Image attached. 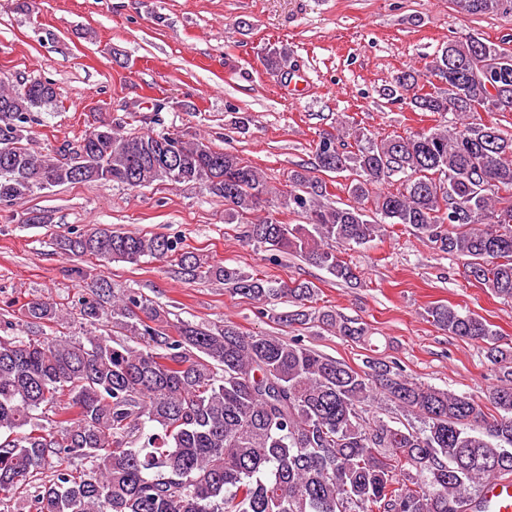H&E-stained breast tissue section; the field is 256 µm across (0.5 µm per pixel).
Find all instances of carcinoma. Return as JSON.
<instances>
[{"instance_id": "obj_1", "label": "carcinoma", "mask_w": 512, "mask_h": 512, "mask_svg": "<svg viewBox=\"0 0 512 512\" xmlns=\"http://www.w3.org/2000/svg\"><path fill=\"white\" fill-rule=\"evenodd\" d=\"M450 2L466 16L512 14V0ZM285 60L284 51L265 50L270 72ZM427 70L448 79V90L418 92L413 69L396 76L395 88L415 110L453 115L451 124L394 137L338 129L316 145L317 170L352 175L342 206L317 176L295 171L288 188L271 186L240 155L177 132L123 135L101 124L73 160L38 156L23 141L42 108L59 102L55 84L33 80L21 96L0 84V139L10 144L0 155V204L67 183H198L224 199L230 221L275 203L302 214L304 224L253 222L248 237L343 282L357 274L336 245H364L401 224L465 258L468 277L512 302V135L475 117L512 112V49L467 34L441 45ZM162 144L176 151V166L152 162ZM399 174L398 187L382 189ZM56 247L131 264L174 256L190 279L222 282L261 304L288 299L295 309L272 315L279 323H313L371 346L367 327L313 306V284L211 265L162 235L97 225ZM80 312L90 329L78 339L0 336V505L49 470L35 512H466L486 481L512 476V346L476 314L427 308L448 335L485 345L499 368L486 397L492 413L395 362L369 356L358 369L299 336L246 333L228 321L171 326L129 288L95 283ZM60 315L44 298L25 309L29 324ZM106 315L112 336L97 333ZM74 459L85 468L74 470Z\"/></svg>"}]
</instances>
